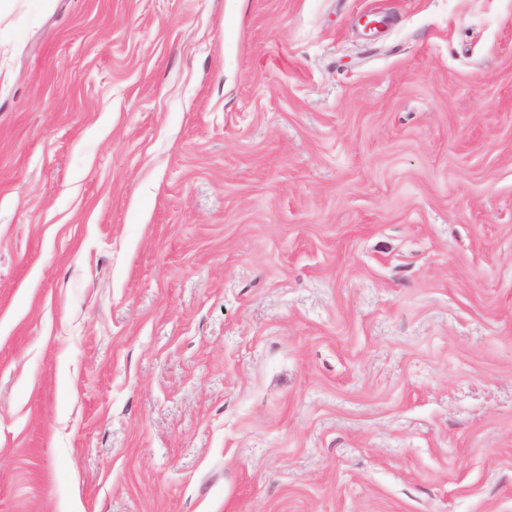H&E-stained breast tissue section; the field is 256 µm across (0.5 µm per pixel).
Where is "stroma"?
Returning <instances> with one entry per match:
<instances>
[{
	"instance_id": "35a3bbf8",
	"label": "stroma",
	"mask_w": 512,
	"mask_h": 512,
	"mask_svg": "<svg viewBox=\"0 0 512 512\" xmlns=\"http://www.w3.org/2000/svg\"><path fill=\"white\" fill-rule=\"evenodd\" d=\"M0 512H512V0L1 13Z\"/></svg>"
}]
</instances>
